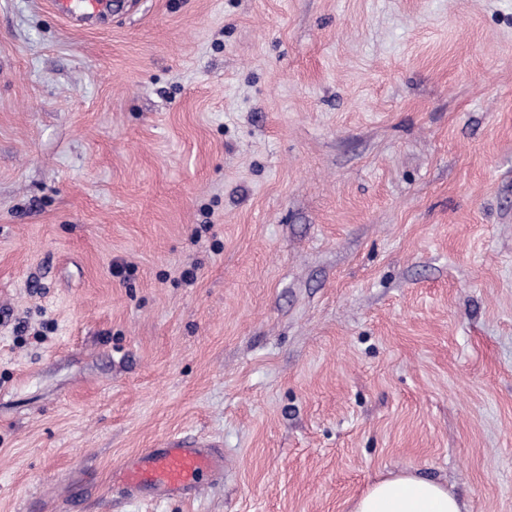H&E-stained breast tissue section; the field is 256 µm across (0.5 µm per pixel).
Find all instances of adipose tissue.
<instances>
[{
    "label": "adipose tissue",
    "instance_id": "adipose-tissue-1",
    "mask_svg": "<svg viewBox=\"0 0 512 512\" xmlns=\"http://www.w3.org/2000/svg\"><path fill=\"white\" fill-rule=\"evenodd\" d=\"M348 512H468L447 486L402 470L379 479L354 497Z\"/></svg>",
    "mask_w": 512,
    "mask_h": 512
}]
</instances>
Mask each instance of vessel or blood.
Segmentation results:
<instances>
[{"label": "vessel or blood", "instance_id": "b4317fda", "mask_svg": "<svg viewBox=\"0 0 512 512\" xmlns=\"http://www.w3.org/2000/svg\"><path fill=\"white\" fill-rule=\"evenodd\" d=\"M223 467L224 452L218 446L175 438L165 447L147 448L128 458L116 481L129 494L146 492L161 500L195 493L205 478Z\"/></svg>", "mask_w": 512, "mask_h": 512}]
</instances>
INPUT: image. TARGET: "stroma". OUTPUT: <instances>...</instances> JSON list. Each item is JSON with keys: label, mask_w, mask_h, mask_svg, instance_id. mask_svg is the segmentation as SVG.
Listing matches in <instances>:
<instances>
[{"label": "stroma", "mask_w": 512, "mask_h": 512, "mask_svg": "<svg viewBox=\"0 0 512 512\" xmlns=\"http://www.w3.org/2000/svg\"><path fill=\"white\" fill-rule=\"evenodd\" d=\"M121 2L0 0V512H512V0ZM223 468L222 448L174 438L164 448H146L128 458L115 481L130 495L147 492L161 500L195 493L206 477ZM348 512H468L465 501L413 470L379 479L349 502Z\"/></svg>", "instance_id": "35a3bbf8"}]
</instances>
